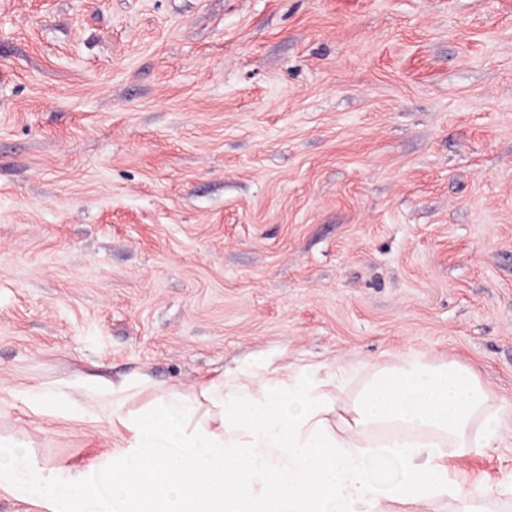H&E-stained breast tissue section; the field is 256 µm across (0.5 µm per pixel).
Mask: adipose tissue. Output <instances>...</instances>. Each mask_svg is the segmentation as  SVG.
Returning <instances> with one entry per match:
<instances>
[{
    "instance_id": "adipose-tissue-1",
    "label": "adipose tissue",
    "mask_w": 512,
    "mask_h": 512,
    "mask_svg": "<svg viewBox=\"0 0 512 512\" xmlns=\"http://www.w3.org/2000/svg\"><path fill=\"white\" fill-rule=\"evenodd\" d=\"M346 369L274 365L190 391L148 376L90 384L118 439L90 469L56 476L13 441L0 445V489L44 512H485L494 489L464 487L449 460L494 447L501 417L475 374L417 352L376 371L345 409ZM153 401L133 412L134 395Z\"/></svg>"
}]
</instances>
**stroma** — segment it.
I'll return each mask as SVG.
<instances>
[{"instance_id": "1", "label": "stroma", "mask_w": 512, "mask_h": 512, "mask_svg": "<svg viewBox=\"0 0 512 512\" xmlns=\"http://www.w3.org/2000/svg\"><path fill=\"white\" fill-rule=\"evenodd\" d=\"M415 350L512 428V0H0V437L17 391ZM512 506V437L453 459Z\"/></svg>"}]
</instances>
